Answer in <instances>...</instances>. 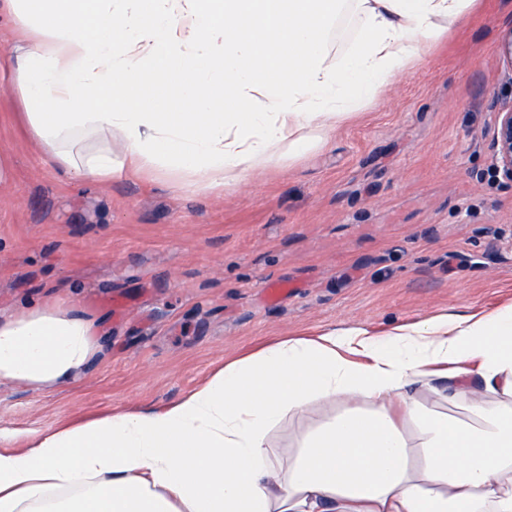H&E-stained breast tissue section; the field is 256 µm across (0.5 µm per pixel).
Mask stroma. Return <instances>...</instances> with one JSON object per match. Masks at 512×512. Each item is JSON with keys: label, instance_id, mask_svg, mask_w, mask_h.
<instances>
[{"label": "stroma", "instance_id": "obj_1", "mask_svg": "<svg viewBox=\"0 0 512 512\" xmlns=\"http://www.w3.org/2000/svg\"><path fill=\"white\" fill-rule=\"evenodd\" d=\"M512 0H477L324 143L206 187L127 168L70 181L30 137L0 21V312L48 303L94 319L100 350L73 380L0 383L7 448L119 411L162 410L225 363L330 327L382 334L512 303V187L493 173L495 114L512 104L498 44ZM345 403L286 414L287 458Z\"/></svg>", "mask_w": 512, "mask_h": 512}]
</instances>
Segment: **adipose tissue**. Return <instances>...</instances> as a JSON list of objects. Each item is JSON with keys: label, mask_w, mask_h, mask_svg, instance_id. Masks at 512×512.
Here are the masks:
<instances>
[{"label": "adipose tissue", "mask_w": 512, "mask_h": 512, "mask_svg": "<svg viewBox=\"0 0 512 512\" xmlns=\"http://www.w3.org/2000/svg\"><path fill=\"white\" fill-rule=\"evenodd\" d=\"M473 2L0 0V16L22 32L10 59L27 129L67 178L104 182L131 161L221 185L271 150L319 147ZM347 10L360 34L332 63L325 38ZM96 351L73 310L0 315V382L50 388ZM312 396L362 405L275 456L270 427ZM0 512H512V304L277 342L166 410L35 434L0 451Z\"/></svg>", "instance_id": "1"}]
</instances>
